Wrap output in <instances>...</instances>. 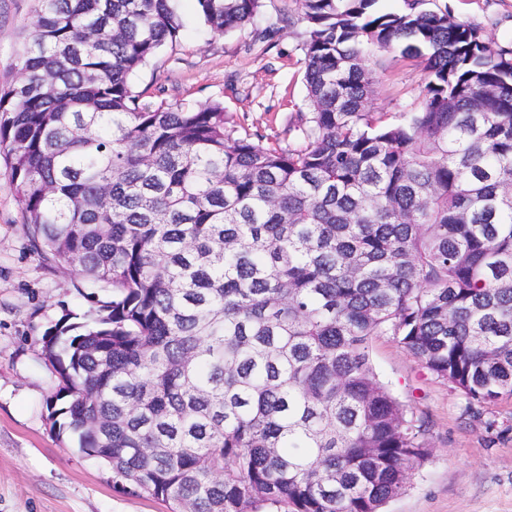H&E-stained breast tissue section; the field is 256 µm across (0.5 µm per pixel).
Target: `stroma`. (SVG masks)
<instances>
[{
    "mask_svg": "<svg viewBox=\"0 0 512 512\" xmlns=\"http://www.w3.org/2000/svg\"><path fill=\"white\" fill-rule=\"evenodd\" d=\"M455 16L512 45V0H446ZM260 25L214 34L194 0H177L185 25L139 73L145 101H220L247 131L287 146L285 129L304 113L301 44L306 27L296 0H262ZM36 0H0V91L20 76ZM277 24L265 38L261 26ZM374 106L383 112L420 101L426 75L399 52L383 54L373 72ZM82 278L32 246L16 188L0 164V512H171L168 503L113 486L104 462L60 441L46 399L58 379L41 352L45 332L66 313L98 306ZM379 380L424 421L432 455L412 472L386 512H512V398L469 408L451 384L434 377L392 337L370 345Z\"/></svg>",
    "mask_w": 512,
    "mask_h": 512,
    "instance_id": "1",
    "label": "stroma"
}]
</instances>
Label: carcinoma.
Segmentation results:
<instances>
[{"mask_svg":"<svg viewBox=\"0 0 512 512\" xmlns=\"http://www.w3.org/2000/svg\"><path fill=\"white\" fill-rule=\"evenodd\" d=\"M175 2L38 0L0 93L34 246L109 297L42 338L52 428L173 512H383L431 448L373 339L471 406L512 398V49L425 0H296L307 115L282 148L135 90ZM195 2L217 33L262 7ZM391 50L427 82L379 112Z\"/></svg>","mask_w":512,"mask_h":512,"instance_id":"obj_1","label":"carcinoma"}]
</instances>
